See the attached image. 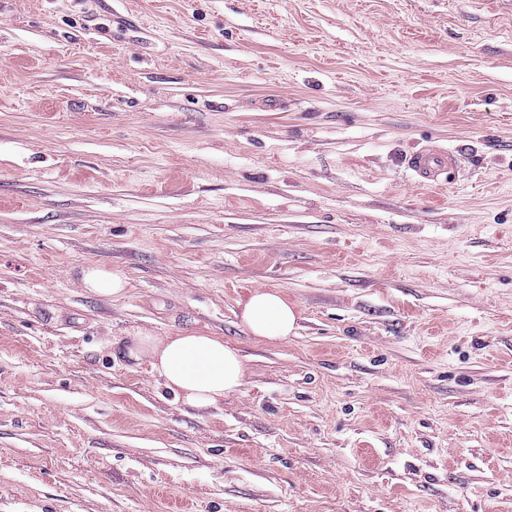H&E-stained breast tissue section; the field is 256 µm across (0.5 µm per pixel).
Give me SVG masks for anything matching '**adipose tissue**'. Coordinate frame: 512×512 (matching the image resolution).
<instances>
[{"label": "adipose tissue", "instance_id": "1", "mask_svg": "<svg viewBox=\"0 0 512 512\" xmlns=\"http://www.w3.org/2000/svg\"><path fill=\"white\" fill-rule=\"evenodd\" d=\"M239 306L242 325L259 339L287 340L301 318L297 303L277 288L249 292ZM130 354L148 359L165 387L196 407L214 405L236 392L245 374L238 351L216 336H140Z\"/></svg>", "mask_w": 512, "mask_h": 512}]
</instances>
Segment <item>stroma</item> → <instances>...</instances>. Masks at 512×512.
I'll use <instances>...</instances> for the list:
<instances>
[{"label": "stroma", "instance_id": "stroma-1", "mask_svg": "<svg viewBox=\"0 0 512 512\" xmlns=\"http://www.w3.org/2000/svg\"><path fill=\"white\" fill-rule=\"evenodd\" d=\"M0 512H512V0H0ZM410 164L420 182L436 185L455 167L456 157L451 152L423 150L412 156ZM84 288L99 296H117L125 291L127 278L118 268L108 269L105 266L84 268L81 272ZM239 306L242 325L258 339L288 340L295 334L301 319L298 304L277 288L249 292ZM130 355L147 358L165 387L195 407L212 406L236 392L245 374L238 351L217 336H139Z\"/></svg>", "mask_w": 512, "mask_h": 512}]
</instances>
